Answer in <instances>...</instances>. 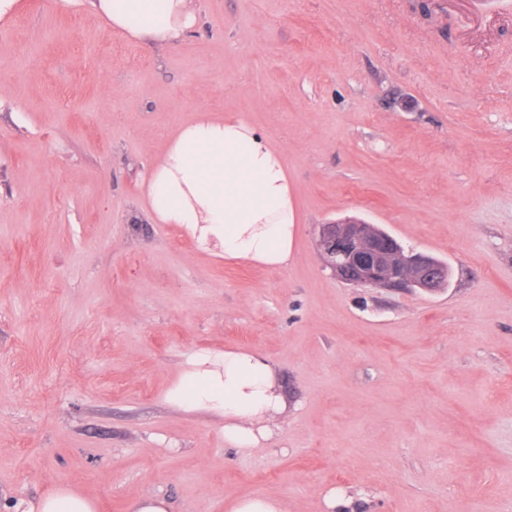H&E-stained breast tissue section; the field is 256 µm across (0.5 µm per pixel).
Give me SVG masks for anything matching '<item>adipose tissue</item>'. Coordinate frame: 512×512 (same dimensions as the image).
Segmentation results:
<instances>
[{
  "instance_id": "adipose-tissue-1",
  "label": "adipose tissue",
  "mask_w": 512,
  "mask_h": 512,
  "mask_svg": "<svg viewBox=\"0 0 512 512\" xmlns=\"http://www.w3.org/2000/svg\"><path fill=\"white\" fill-rule=\"evenodd\" d=\"M100 19L137 44H172L198 25L194 0H91ZM143 211L179 224L206 252L278 268L291 254L296 214L281 150L240 118H201L182 127L152 164ZM168 392L188 410L224 417V439L250 449L268 440L287 404L265 356L202 351Z\"/></svg>"
}]
</instances>
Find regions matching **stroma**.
Instances as JSON below:
<instances>
[{"label":"stroma","mask_w":512,"mask_h":512,"mask_svg":"<svg viewBox=\"0 0 512 512\" xmlns=\"http://www.w3.org/2000/svg\"><path fill=\"white\" fill-rule=\"evenodd\" d=\"M149 48L90 0L0 22V512L60 488L127 512H512V0H195ZM267 133L297 224L286 266L227 262L142 212L202 114ZM356 217L447 264L358 288L320 224ZM267 357L288 403L242 451L170 402L195 352ZM230 512H283L281 503L272 497L257 495L237 499L230 505Z\"/></svg>","instance_id":"stroma-1"}]
</instances>
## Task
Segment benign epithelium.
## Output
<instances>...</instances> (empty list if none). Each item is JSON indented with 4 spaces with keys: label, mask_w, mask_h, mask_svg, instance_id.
Masks as SVG:
<instances>
[{
    "label": "benign epithelium",
    "mask_w": 512,
    "mask_h": 512,
    "mask_svg": "<svg viewBox=\"0 0 512 512\" xmlns=\"http://www.w3.org/2000/svg\"><path fill=\"white\" fill-rule=\"evenodd\" d=\"M317 245L337 277L363 288L435 291L448 282V266L405 250L385 231L355 219L317 227Z\"/></svg>",
    "instance_id": "obj_1"
}]
</instances>
